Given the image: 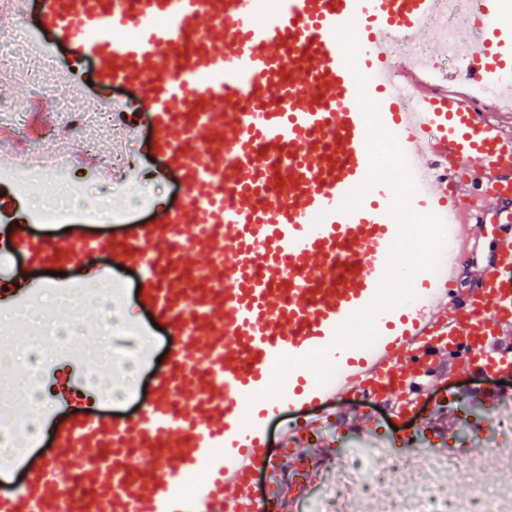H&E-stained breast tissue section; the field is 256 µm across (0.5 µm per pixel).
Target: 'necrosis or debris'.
Here are the masks:
<instances>
[{
  "label": "necrosis or debris",
  "instance_id": "4bbe7bcc",
  "mask_svg": "<svg viewBox=\"0 0 512 512\" xmlns=\"http://www.w3.org/2000/svg\"><path fill=\"white\" fill-rule=\"evenodd\" d=\"M0 72L18 77L47 98L57 115L30 145L24 165L12 161L10 146L0 143V183L21 196L33 182L63 191L65 204L36 209V223L63 224L76 213L96 224L112 223L111 205L96 199L85 181L74 179L77 164L70 143L78 141L98 154L104 196L126 192L124 174L140 164L134 144L113 153L103 150L122 128L123 117L88 96L54 97L57 68L49 54L30 46L22 27L0 29ZM485 441L486 451L468 456L435 448L405 456L391 450L387 440L373 439L369 446L339 456L322 475L318 493L299 503L297 512H512V486L490 491L459 480L466 466L496 459L497 449L512 446V404L501 406L490 419ZM410 468L419 475L406 494L397 488L394 476Z\"/></svg>",
  "mask_w": 512,
  "mask_h": 512
}]
</instances>
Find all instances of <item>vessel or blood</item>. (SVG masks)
<instances>
[{"mask_svg": "<svg viewBox=\"0 0 512 512\" xmlns=\"http://www.w3.org/2000/svg\"><path fill=\"white\" fill-rule=\"evenodd\" d=\"M440 0H30L27 29L59 67H93L98 86L136 88L151 103L123 138L148 129L159 176H175L184 203L124 237L72 231L59 240L16 225L0 235L32 266L64 269L80 255L118 257L143 275L140 302L178 340L135 417L116 422L60 394L66 409L48 457L0 492V512H294L300 485L284 449L335 462L323 440L305 447L316 407L355 396L414 409L437 363L481 365L512 376V211H498V251L480 289L455 302L456 271H419L422 287L404 311L381 312L369 348L340 347L337 328L373 299L399 226L393 193L378 184L344 212L347 192L368 175L360 93L379 106L404 151L424 213L445 223L454 253L483 226L461 203L481 184L512 199V134L460 95L411 79L390 82L386 36L438 40L426 19ZM483 23L468 58L472 85L512 97V28ZM353 24L360 51L348 68L338 27ZM133 29L129 39L120 30ZM369 80L358 87L354 69ZM200 257L182 264L184 252ZM45 282L0 280V296L34 301ZM333 367L317 379L303 366ZM290 415L281 453L269 422ZM346 429L368 436L357 407ZM141 450L148 459L135 460Z\"/></svg>", "mask_w": 512, "mask_h": 512, "instance_id": "b4317fda", "label": "vessel or blood"}]
</instances>
